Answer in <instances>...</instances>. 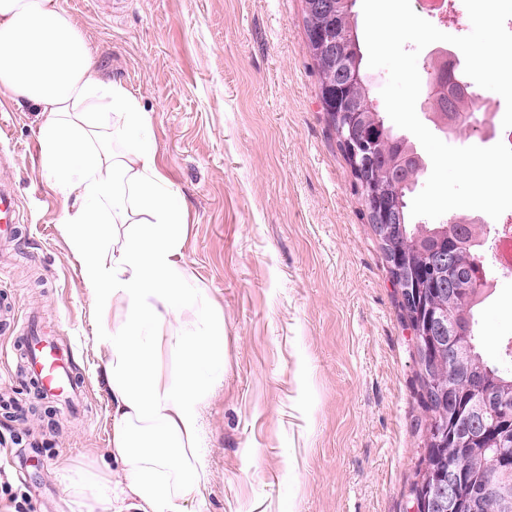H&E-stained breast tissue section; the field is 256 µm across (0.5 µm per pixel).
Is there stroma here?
<instances>
[{
    "instance_id": "obj_1",
    "label": "stroma",
    "mask_w": 512,
    "mask_h": 512,
    "mask_svg": "<svg viewBox=\"0 0 512 512\" xmlns=\"http://www.w3.org/2000/svg\"><path fill=\"white\" fill-rule=\"evenodd\" d=\"M105 77L153 118L160 171L190 213L184 264L224 313V380L202 419L205 489L183 512H409L418 365L354 176L319 98L303 0H59ZM0 178L23 214L0 299L40 307L74 344L88 396L71 416L0 361V470L26 512H137L109 478L112 402L95 312L41 173L38 113L0 96ZM480 345L512 339V275L488 269ZM17 325L0 344L19 342Z\"/></svg>"
}]
</instances>
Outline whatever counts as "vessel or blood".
<instances>
[{"instance_id":"vessel-or-blood-1","label":"vessel or blood","mask_w":512,"mask_h":512,"mask_svg":"<svg viewBox=\"0 0 512 512\" xmlns=\"http://www.w3.org/2000/svg\"><path fill=\"white\" fill-rule=\"evenodd\" d=\"M18 222V196L12 185L1 184V242L15 239ZM54 336L52 327L32 318L26 319L21 341L14 346L13 352L20 359L21 366L38 395L73 412L83 406L86 388L74 374L72 349L60 346Z\"/></svg>"}]
</instances>
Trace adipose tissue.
Returning a JSON list of instances; mask_svg holds the SVG:
<instances>
[{
  "mask_svg": "<svg viewBox=\"0 0 512 512\" xmlns=\"http://www.w3.org/2000/svg\"><path fill=\"white\" fill-rule=\"evenodd\" d=\"M0 93L41 116L42 174L105 349L116 478L71 490L181 512L205 485L200 414L224 379V318L186 275L188 209L158 168L152 116L102 79L59 0H0Z\"/></svg>",
  "mask_w": 512,
  "mask_h": 512,
  "instance_id": "adipose-tissue-1",
  "label": "adipose tissue"
}]
</instances>
